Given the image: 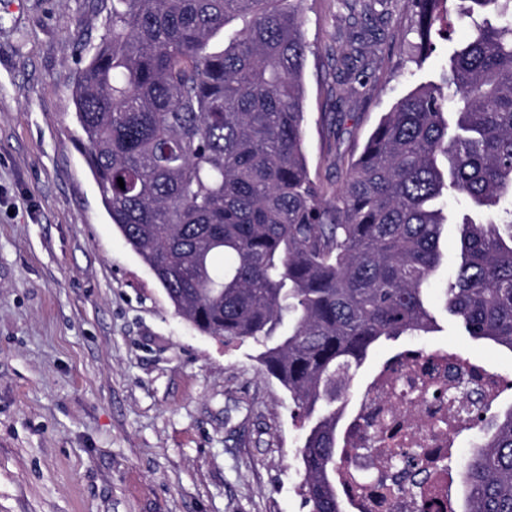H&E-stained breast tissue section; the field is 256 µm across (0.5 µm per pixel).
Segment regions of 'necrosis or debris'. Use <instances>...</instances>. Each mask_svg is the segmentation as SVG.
Returning <instances> with one entry per match:
<instances>
[{
    "mask_svg": "<svg viewBox=\"0 0 512 512\" xmlns=\"http://www.w3.org/2000/svg\"><path fill=\"white\" fill-rule=\"evenodd\" d=\"M496 373L449 372L444 352L408 348L387 358L371 376L345 422L339 455L345 485L338 491L346 512H423V496L413 489L390 495L393 472L386 459L403 448L431 453L447 447V391L489 388Z\"/></svg>",
    "mask_w": 512,
    "mask_h": 512,
    "instance_id": "1",
    "label": "necrosis or debris"
}]
</instances>
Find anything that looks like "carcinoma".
<instances>
[{"instance_id":"carcinoma-1","label":"carcinoma","mask_w":512,"mask_h":512,"mask_svg":"<svg viewBox=\"0 0 512 512\" xmlns=\"http://www.w3.org/2000/svg\"><path fill=\"white\" fill-rule=\"evenodd\" d=\"M303 2L112 0L73 97L112 224L198 331L262 348L309 426L305 501L343 512L336 402L381 339L430 332L451 198L467 207L445 308L512 350V0H468L443 84L402 97L331 196L303 149ZM450 2L405 0L418 50L451 39ZM495 400H473L488 438L463 466L452 423L435 464L406 453L423 508L454 509L457 479L464 512H512V408Z\"/></svg>"}]
</instances>
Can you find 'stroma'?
I'll return each instance as SVG.
<instances>
[{
	"label": "stroma",
	"mask_w": 512,
	"mask_h": 512,
	"mask_svg": "<svg viewBox=\"0 0 512 512\" xmlns=\"http://www.w3.org/2000/svg\"><path fill=\"white\" fill-rule=\"evenodd\" d=\"M112 0H0V512H308L304 427L249 341L181 318L112 224L79 148L72 88ZM305 147L342 180L352 150L417 85L438 80L466 20L415 64L404 0L354 20L305 0ZM355 51L359 78L340 53ZM446 225L435 328L370 350L348 392L408 346L454 349L512 384V350L468 336L441 290L459 253Z\"/></svg>",
	"instance_id": "obj_1"
}]
</instances>
